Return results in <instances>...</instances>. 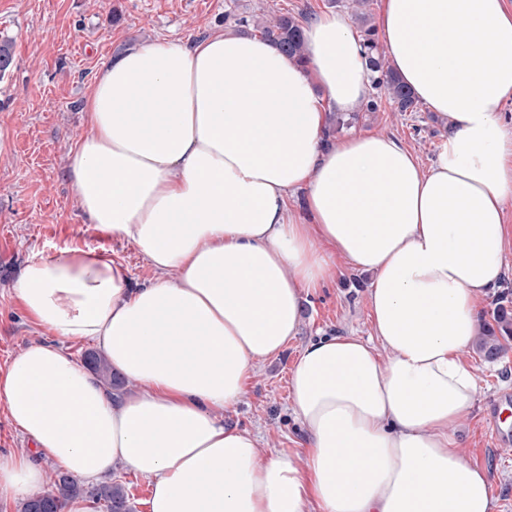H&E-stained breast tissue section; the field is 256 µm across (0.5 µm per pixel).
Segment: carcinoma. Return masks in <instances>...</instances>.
I'll use <instances>...</instances> for the list:
<instances>
[{"instance_id":"obj_1","label":"carcinoma","mask_w":512,"mask_h":512,"mask_svg":"<svg viewBox=\"0 0 512 512\" xmlns=\"http://www.w3.org/2000/svg\"><path fill=\"white\" fill-rule=\"evenodd\" d=\"M224 21L255 29L299 64L306 63L308 59L303 25L294 16L282 15L268 22L256 15L248 17L229 12L224 14ZM363 40L367 48L373 89L384 91L391 101L397 103L399 111H417V99L385 60L373 27L364 29ZM492 316L495 325H482L478 346L484 357L494 362L505 352L503 341L512 339V299L509 293L503 292L498 296ZM84 360L108 387L119 390L124 386L125 380L112 371L108 361L99 353L89 350L85 352ZM74 496L91 498L103 504L106 512H133L129 496L122 485L102 483L84 487L63 472L55 473L51 491L26 499L22 504V512H60L63 502Z\"/></svg>"}]
</instances>
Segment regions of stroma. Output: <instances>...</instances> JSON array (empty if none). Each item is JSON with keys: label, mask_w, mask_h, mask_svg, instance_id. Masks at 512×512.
<instances>
[{"label": "stroma", "mask_w": 512, "mask_h": 512, "mask_svg": "<svg viewBox=\"0 0 512 512\" xmlns=\"http://www.w3.org/2000/svg\"><path fill=\"white\" fill-rule=\"evenodd\" d=\"M274 17H314L322 11L352 14V0H0V41L11 40L13 62L0 76V367L35 343L58 341L31 321L14 293L17 277L37 253L91 248L127 268L134 282L155 271L133 241L116 239L85 223L68 174L70 151L86 132L83 98L101 64L129 49L157 41H200L228 32L225 12ZM374 133L399 140L429 169L447 134L442 117L422 108L399 111L382 100L378 111L352 113L344 124L328 121L324 139ZM333 281L303 301L297 335L274 356L258 359L239 401L224 412L226 424L250 431L258 450L297 451L305 429L292 409L289 376L302 349L323 335L374 337L368 302L370 274L336 260ZM61 342V341H58ZM83 358L91 344L66 340ZM466 359L477 380L476 402L456 429L460 454L488 470L496 512H512V408L506 418L490 403L512 391V340L494 363L477 348Z\"/></svg>", "instance_id": "35a3bbf8"}]
</instances>
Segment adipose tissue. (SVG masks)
<instances>
[{
  "instance_id": "obj_1",
  "label": "adipose tissue",
  "mask_w": 512,
  "mask_h": 512,
  "mask_svg": "<svg viewBox=\"0 0 512 512\" xmlns=\"http://www.w3.org/2000/svg\"><path fill=\"white\" fill-rule=\"evenodd\" d=\"M380 28L404 84L451 120L429 170L391 137L325 145L327 110L357 111L371 91L340 12L311 20L306 68L235 34L102 64L68 172L85 222L132 240L156 276L133 284L121 263L76 247L31 258L14 291L35 323L92 342L141 390L114 399L52 343L15 356L0 410L33 448L0 456V499L40 490L48 458L88 484L143 476L148 512H495L490 474L459 454L454 428L476 399L465 354L480 302L506 269L512 10L383 0ZM340 256L372 275L377 340L310 342L290 371L306 464L261 456L222 412L253 361L296 335L303 292L333 279Z\"/></svg>"
}]
</instances>
